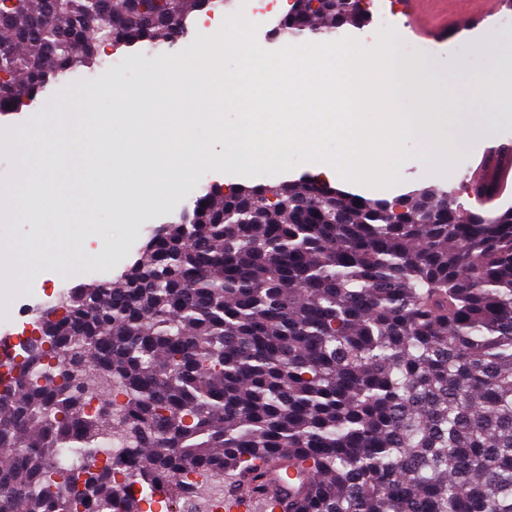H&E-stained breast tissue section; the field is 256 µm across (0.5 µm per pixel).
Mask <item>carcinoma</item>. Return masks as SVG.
I'll use <instances>...</instances> for the list:
<instances>
[{"label":"carcinoma","instance_id":"carcinoma-1","mask_svg":"<svg viewBox=\"0 0 512 512\" xmlns=\"http://www.w3.org/2000/svg\"><path fill=\"white\" fill-rule=\"evenodd\" d=\"M226 5L0 0V114L105 46L171 43ZM368 20L293 0L277 32ZM39 329L50 350L28 346L0 389V512H143L156 494L180 512L217 481L263 493L262 512H512V209L315 176L208 186ZM114 440L142 463L98 465ZM63 448L90 459L77 496ZM289 467L308 481L285 501L263 480Z\"/></svg>","mask_w":512,"mask_h":512}]
</instances>
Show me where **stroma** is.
Wrapping results in <instances>:
<instances>
[{"mask_svg":"<svg viewBox=\"0 0 512 512\" xmlns=\"http://www.w3.org/2000/svg\"><path fill=\"white\" fill-rule=\"evenodd\" d=\"M405 0H396L395 26L401 33L403 54L413 58L436 61L446 70L434 106L439 111L454 110L472 117L474 89L452 76V60L457 56L469 57L474 69H482L483 61L475 49L479 33L494 27L512 34V7H500L494 15H487L485 0H426L422 9L427 17L428 34L415 31L413 22L404 12ZM160 52L146 47L119 48L110 54H101L100 63L93 70L81 69L70 73L48 86L45 92L24 107L16 119H0V189L12 185L18 178L17 146H24L33 157L44 154L48 148L45 138L58 110L82 103L83 109L103 119L119 111L113 99L114 85H121L130 99L140 98L157 76ZM411 161L402 163L394 187L398 196L412 194L427 185L457 192L467 209L504 211L512 209V188L492 203L482 204L468 191V180L480 161L483 145L464 151L457 156L450 177L427 181L420 147L416 140L406 144ZM196 184H182L160 202L134 215L132 223L115 221L112 209L94 205L93 201L76 203L70 212L48 215L46 224L24 223L23 219L0 221V248L16 241L32 240L42 245L46 257L35 267L21 291L0 287V310L12 319V332H22L25 325L34 323L41 310L56 303L62 290L77 288L95 279L116 280L136 260L139 251L151 234L185 209L200 189L210 185L230 188L237 185L267 184L271 175L259 177L226 174L205 169L197 173ZM112 256V265L102 273L91 272L92 262L101 254ZM0 325V335L4 334Z\"/></svg>","mask_w":512,"mask_h":512,"instance_id":"1","label":"stroma"}]
</instances>
